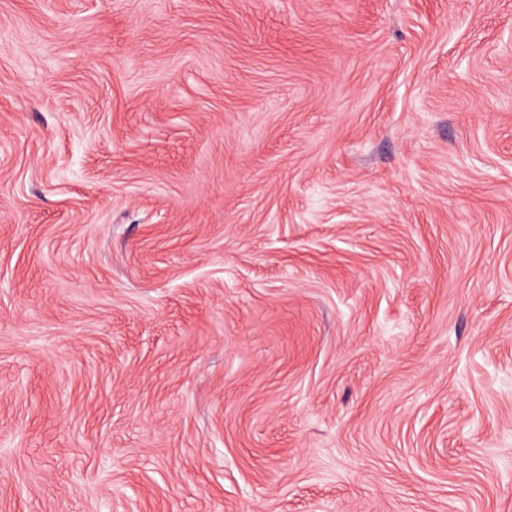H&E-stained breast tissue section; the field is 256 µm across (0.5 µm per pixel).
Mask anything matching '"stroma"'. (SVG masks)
<instances>
[{"mask_svg": "<svg viewBox=\"0 0 512 512\" xmlns=\"http://www.w3.org/2000/svg\"><path fill=\"white\" fill-rule=\"evenodd\" d=\"M0 512H512V0H0Z\"/></svg>", "mask_w": 512, "mask_h": 512, "instance_id": "1", "label": "stroma"}]
</instances>
